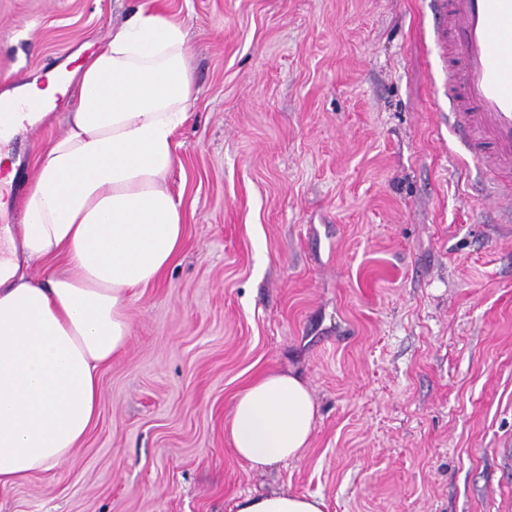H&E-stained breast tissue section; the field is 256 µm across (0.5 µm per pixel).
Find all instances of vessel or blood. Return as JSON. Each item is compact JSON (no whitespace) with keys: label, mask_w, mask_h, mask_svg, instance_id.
Masks as SVG:
<instances>
[{"label":"vessel or blood","mask_w":512,"mask_h":512,"mask_svg":"<svg viewBox=\"0 0 512 512\" xmlns=\"http://www.w3.org/2000/svg\"><path fill=\"white\" fill-rule=\"evenodd\" d=\"M448 125L491 172L512 170V0H430Z\"/></svg>","instance_id":"1"}]
</instances>
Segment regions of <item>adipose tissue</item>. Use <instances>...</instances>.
<instances>
[{"instance_id":"obj_1","label":"adipose tissue","mask_w":512,"mask_h":512,"mask_svg":"<svg viewBox=\"0 0 512 512\" xmlns=\"http://www.w3.org/2000/svg\"><path fill=\"white\" fill-rule=\"evenodd\" d=\"M72 84L78 104L38 156L23 222L0 231V487L50 473L81 443L98 414L99 370L130 336V291L157 282L184 241L168 179L195 94L185 27L136 9L75 69L1 93L15 108L10 132L44 121L32 104ZM61 258L64 273L26 272ZM316 414L298 376L261 375L236 400L231 447L253 469L301 458ZM325 509L318 496L273 493L236 512Z\"/></svg>"}]
</instances>
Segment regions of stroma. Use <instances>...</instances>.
I'll return each instance as SVG.
<instances>
[{
  "label": "stroma",
  "mask_w": 512,
  "mask_h": 512,
  "mask_svg": "<svg viewBox=\"0 0 512 512\" xmlns=\"http://www.w3.org/2000/svg\"><path fill=\"white\" fill-rule=\"evenodd\" d=\"M156 2L196 89L169 181L184 245L130 296L96 424L52 478L0 487V512H236L270 492L512 512V223L448 130L430 0H0V92ZM272 371L319 415L299 460L256 471L228 428Z\"/></svg>",
  "instance_id": "35a3bbf8"
}]
</instances>
